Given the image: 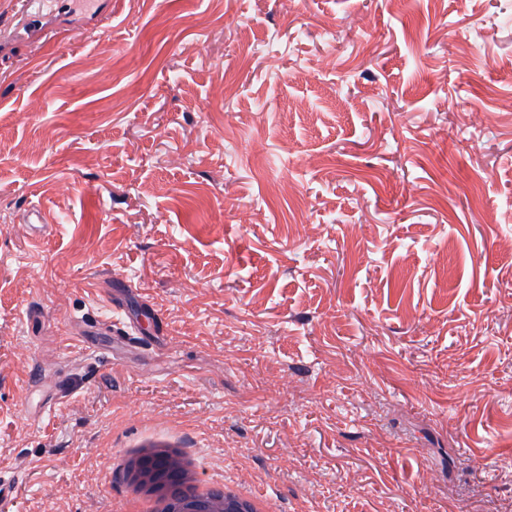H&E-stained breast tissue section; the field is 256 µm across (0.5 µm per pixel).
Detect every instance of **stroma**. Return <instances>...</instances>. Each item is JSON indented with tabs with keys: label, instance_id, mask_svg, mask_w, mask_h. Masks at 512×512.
<instances>
[{
	"label": "stroma",
	"instance_id": "obj_1",
	"mask_svg": "<svg viewBox=\"0 0 512 512\" xmlns=\"http://www.w3.org/2000/svg\"><path fill=\"white\" fill-rule=\"evenodd\" d=\"M511 102L512 0H0V512H124L168 426L277 512H496Z\"/></svg>",
	"mask_w": 512,
	"mask_h": 512
}]
</instances>
